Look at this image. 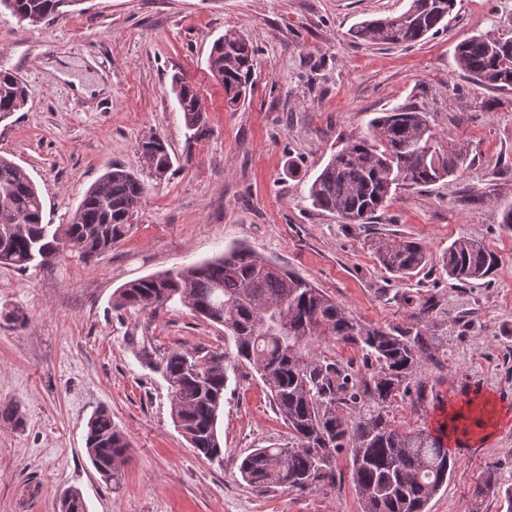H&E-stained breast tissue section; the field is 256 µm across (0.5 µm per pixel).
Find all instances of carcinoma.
Here are the masks:
<instances>
[{
    "label": "carcinoma",
    "mask_w": 512,
    "mask_h": 512,
    "mask_svg": "<svg viewBox=\"0 0 512 512\" xmlns=\"http://www.w3.org/2000/svg\"><path fill=\"white\" fill-rule=\"evenodd\" d=\"M81 0H0L21 22L39 25L56 19ZM457 0H410L397 14L356 23L351 37L364 44L411 46L439 33ZM255 48L228 31L208 56L211 74L224 86L229 106L246 96ZM459 68L473 80L500 91L512 90V37L479 34L457 46ZM179 111L194 136L205 134V107L195 87L172 78ZM26 89L10 69L0 67V120L19 111ZM147 169L169 170L164 143H141ZM463 145L439 147L427 113L398 106L372 118L366 129L343 141L311 182L316 208L348 224H367L400 185L428 186L458 174L466 164ZM147 189L140 176L114 165L84 194L67 224L43 223V201L28 173L0 155V264L25 270L63 252L90 260L130 231ZM378 260L395 275L427 266L430 254L419 242L383 244ZM498 266L484 245L459 238L442 256L448 277L468 283L483 280ZM181 302L206 320L224 326L227 346L219 352L195 348L158 355L151 342L140 345L142 361L162 373L169 387L175 425L200 456L222 455L217 424L227 384V368L251 365L269 389L278 415L291 431V443L256 448L239 465L252 487L304 491L336 481L338 455L349 461L361 512H426L432 495L454 468L442 426L435 431L408 429L390 419L396 399L415 403L425 386L415 380L426 331L408 327H366L306 279L265 262L245 247L199 265L131 281L119 289L113 306L151 309ZM315 336H331L361 351L369 375L322 359L311 351ZM86 454L107 480H119L118 466L128 443L112 413L96 409L86 424ZM60 512H86L81 492L60 499Z\"/></svg>",
    "instance_id": "cac0c4a2"
}]
</instances>
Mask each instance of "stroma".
<instances>
[{
  "label": "stroma",
  "instance_id": "obj_1",
  "mask_svg": "<svg viewBox=\"0 0 512 512\" xmlns=\"http://www.w3.org/2000/svg\"><path fill=\"white\" fill-rule=\"evenodd\" d=\"M408 0H81L33 26L0 10V65L27 102L0 121V155L26 170L43 221L69 223L87 189L113 164L139 170V142L162 138L172 157L148 179L129 234L97 258L64 253L26 270L0 265V404L19 403L21 427L0 422V512H59L79 489L87 512H361L346 458L336 482L261 492L241 477L253 449L280 447L289 430L250 365L229 373L218 421L223 454L198 457L175 427L168 385L138 355L223 349L224 328L185 306L157 314L113 307L130 281L202 263L243 245L311 281L367 326H414L424 302L432 358L418 376L426 398L397 400L395 421L436 428L448 406L492 395L509 417L494 438H461L456 464L427 512H501L474 498L495 472L512 486V92L458 68L457 45L484 33L512 36V0H457L444 31L410 46L354 41L350 28L404 10ZM256 47L246 99L229 109L208 69L227 30ZM194 83L208 133L190 137L171 89ZM402 104L427 112L440 144L470 149L460 175L402 186L371 223L347 224L315 208L308 188L342 138ZM500 258L491 278L460 283L439 258L459 238ZM411 238L433 258L418 274L384 270L376 248ZM23 314L25 323L4 320ZM101 406L129 443L119 484L85 453L86 423Z\"/></svg>",
  "mask_w": 512,
  "mask_h": 512
}]
</instances>
